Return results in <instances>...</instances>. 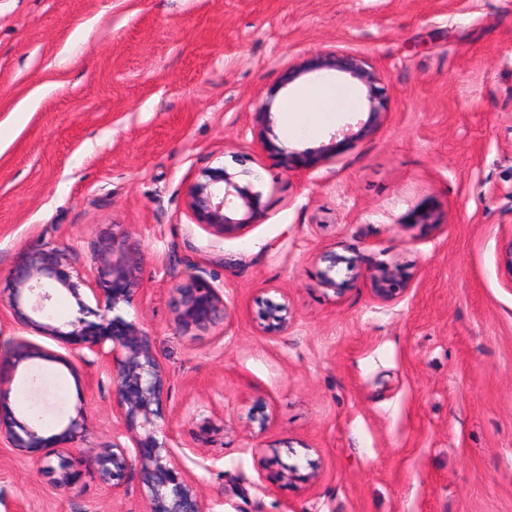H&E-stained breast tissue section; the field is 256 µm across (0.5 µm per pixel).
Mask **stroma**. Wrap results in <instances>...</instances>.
I'll return each instance as SVG.
<instances>
[{"label":"stroma","mask_w":512,"mask_h":512,"mask_svg":"<svg viewBox=\"0 0 512 512\" xmlns=\"http://www.w3.org/2000/svg\"><path fill=\"white\" fill-rule=\"evenodd\" d=\"M328 49L382 71L384 115L312 172L252 142L288 63ZM270 139L318 154L336 122ZM222 164L260 174L240 237L194 223L185 190ZM129 236L140 288L121 314L170 378L164 428L213 512H512V0H0V306L30 247L82 269ZM340 257L335 293L323 254ZM204 267L224 324L182 331L172 288ZM401 269L400 302L369 275ZM287 303L288 331L258 326ZM0 405L58 433L85 406L80 452L112 441L99 366L12 365ZM73 455L72 492L0 445V512H146ZM310 474L278 482L272 459Z\"/></svg>","instance_id":"stroma-1"}]
</instances>
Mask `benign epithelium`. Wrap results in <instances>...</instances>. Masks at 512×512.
Here are the masks:
<instances>
[{
  "label": "benign epithelium",
  "instance_id": "7a95c632",
  "mask_svg": "<svg viewBox=\"0 0 512 512\" xmlns=\"http://www.w3.org/2000/svg\"><path fill=\"white\" fill-rule=\"evenodd\" d=\"M332 72L337 79L356 84L365 93L368 118H360L334 132L322 149L321 157H331L345 145L369 135L383 115V104L378 85L383 76L362 57L335 50L325 51L288 64L283 71L279 88H285L306 76ZM274 94L267 95L257 106L253 116V134L256 143L267 153L279 157L285 171L314 160L298 151H284L267 138V130L274 119ZM247 170L231 172L224 166L207 169L199 179L190 183L185 192L187 210L195 223L207 227L217 237L241 236L262 212V195L251 189L252 182L242 183ZM96 273L89 278L86 272L74 266L63 250L47 244L29 249L21 262L10 273L11 292L8 311L19 329L56 342L74 360L83 364H97L112 385V414L118 431L112 436V445L97 452H89V465L107 483L118 487L128 470L139 473L142 491L148 501V512H207L204 497L183 474V459L171 446L157 438L162 430L159 420L164 417L167 400L168 374L157 358L152 334L133 321L125 320L118 310L122 304H131L139 288L133 274L134 260L125 244L114 239L112 243L98 244L94 256ZM328 266L322 272L321 284L333 291H343L345 282L336 281V257L327 255ZM372 292L384 301L401 297L403 289L395 287L396 270L381 267L370 275ZM64 290L79 307L86 306L84 297L90 295L96 302L97 320L77 317L59 322L46 312V302L52 291ZM178 308V326L186 331L192 327L207 328L224 323L228 305L224 293L211 285L198 265L187 267L174 286ZM263 329L281 335L288 331L292 316L288 305L268 303L259 314ZM13 365L28 359L51 361L59 358L45 348L24 337L13 344ZM88 418L84 407L57 434L45 437L41 431L14 415L0 412V443L23 454L36 463L44 464L52 473H60L56 487L68 492L69 458L73 444L86 431ZM125 437L126 446L120 441ZM58 465L48 464L50 457Z\"/></svg>",
  "mask_w": 512,
  "mask_h": 512
}]
</instances>
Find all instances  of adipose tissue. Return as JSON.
<instances>
[{"label": "adipose tissue", "mask_w": 512, "mask_h": 512, "mask_svg": "<svg viewBox=\"0 0 512 512\" xmlns=\"http://www.w3.org/2000/svg\"><path fill=\"white\" fill-rule=\"evenodd\" d=\"M357 104L352 88L343 89L332 82H316L283 103L284 123L291 132L303 124L314 129L327 122L336 107L352 108Z\"/></svg>", "instance_id": "obj_1"}]
</instances>
